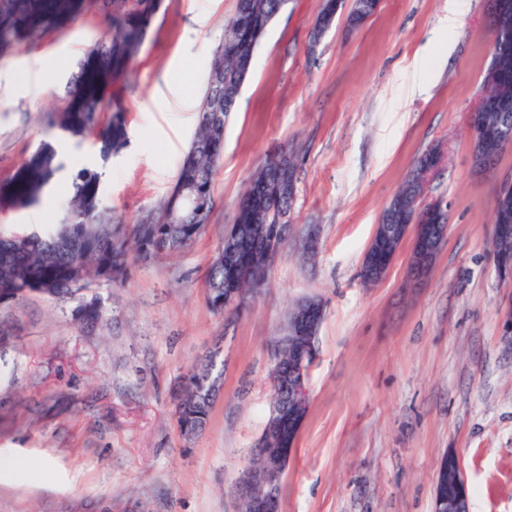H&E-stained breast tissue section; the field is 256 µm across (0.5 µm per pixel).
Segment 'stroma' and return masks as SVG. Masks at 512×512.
<instances>
[{
	"label": "stroma",
	"instance_id": "1",
	"mask_svg": "<svg viewBox=\"0 0 512 512\" xmlns=\"http://www.w3.org/2000/svg\"><path fill=\"white\" fill-rule=\"evenodd\" d=\"M380 0L358 29L338 19L310 33L323 0H289L257 50L224 151L206 231L176 255L134 260L101 291L94 327L40 293L0 304V512H236L270 408L274 344L307 298L326 311L310 403L281 480V512H432L440 460L455 450L470 512H512V351L501 323L512 279L492 251V213L512 150L494 174L471 160L467 115L489 61L488 0ZM237 0H164L121 100L128 146L101 161L92 139L49 127L85 49L104 30L89 14L0 61L23 82L0 87V184L47 142L99 166L102 205L135 223L176 180L194 135L212 50ZM55 69L35 88V60ZM422 91H412L413 82ZM444 146L429 183L448 208L447 239L421 288L407 287L410 242L384 278L359 271L384 207L419 159ZM301 160L293 232L268 284L238 317L213 313L205 273L238 197L267 154ZM65 197L0 206V225L53 222ZM317 229L314 253L300 241ZM224 361L206 431L179 433L172 391L208 351Z\"/></svg>",
	"mask_w": 512,
	"mask_h": 512
}]
</instances>
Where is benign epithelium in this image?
<instances>
[{"instance_id": "7a95c632", "label": "benign epithelium", "mask_w": 512, "mask_h": 512, "mask_svg": "<svg viewBox=\"0 0 512 512\" xmlns=\"http://www.w3.org/2000/svg\"><path fill=\"white\" fill-rule=\"evenodd\" d=\"M504 0H491L489 26L492 34L490 58H495L503 44L512 40V25L507 16L499 15ZM468 133L472 145L482 149L472 152L473 166L480 173L491 172L497 163V155L512 147V116L505 112L490 111L486 91L480 90L478 98L469 113ZM297 152L293 149L277 159L279 188L282 191L293 188L291 177L292 162ZM444 154L438 147L433 149V162L416 179V208L413 221L409 224H381L376 226L371 243L381 247H394L411 239L410 274L407 286L422 285L433 266L448 234L446 224H426L424 220L444 211L439 200H426V190L431 174L442 164ZM290 226L285 225L278 237H271L264 224H254L251 229L250 247L254 254L253 266L268 268L273 265L281 252V244L288 241ZM323 315V304L317 299L301 303L288 314L284 334L279 345L286 346L288 356L282 349L275 351L273 371L282 378L281 393L271 399V410L264 429L262 445L274 444L277 451L266 458L270 478L258 484L254 481L251 468L243 470L238 478L236 495L238 512H279L281 483L276 477L285 472L294 449L299 431L307 414L309 394L304 378H296V370L316 359L315 340ZM454 492L448 496L436 494L433 512H469L468 489L461 469L451 475Z\"/></svg>"}]
</instances>
